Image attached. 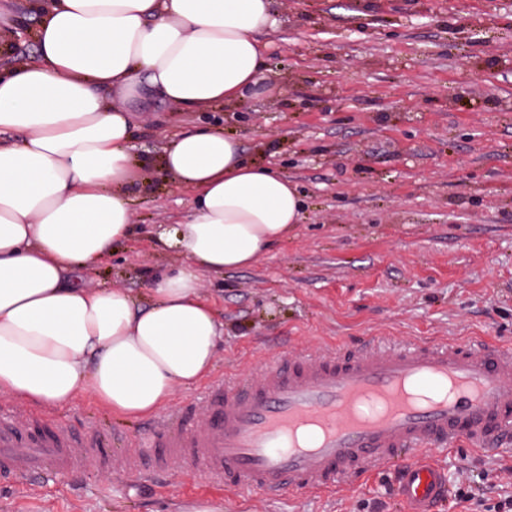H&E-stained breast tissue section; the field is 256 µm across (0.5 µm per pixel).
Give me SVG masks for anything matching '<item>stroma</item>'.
<instances>
[{
  "label": "stroma",
  "mask_w": 512,
  "mask_h": 512,
  "mask_svg": "<svg viewBox=\"0 0 512 512\" xmlns=\"http://www.w3.org/2000/svg\"><path fill=\"white\" fill-rule=\"evenodd\" d=\"M268 73L242 103L183 112L152 91L130 103L140 178L127 188L135 233L111 258L72 277L146 299L152 275L184 265L158 250L191 200L157 167L166 143L221 123L247 160L279 169L303 201L300 224L254 265L200 271L204 299L224 324L206 381L170 406L198 400L207 383L242 377L281 349H355L392 342L490 338L512 346V0H272ZM0 31V68L37 56L39 18ZM76 428L108 425L142 435L85 393L53 409ZM453 493L444 512H483L512 496V449L458 443L431 451ZM393 474L370 473L333 495H248L204 489L196 473L162 483L108 471L45 478L35 492L0 487V512H403ZM475 504L457 501L455 491Z\"/></svg>",
  "instance_id": "stroma-1"
}]
</instances>
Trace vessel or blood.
Masks as SVG:
<instances>
[{"instance_id": "1", "label": "vessel or blood", "mask_w": 512, "mask_h": 512, "mask_svg": "<svg viewBox=\"0 0 512 512\" xmlns=\"http://www.w3.org/2000/svg\"><path fill=\"white\" fill-rule=\"evenodd\" d=\"M461 440L512 446V348L372 338L355 351L274 356L257 374L167 410L143 439L62 426L42 412L1 413L0 485L27 491L43 474L107 471L117 451L142 479L178 466L247 494L331 493L400 457V502L438 512L448 475L424 452Z\"/></svg>"}]
</instances>
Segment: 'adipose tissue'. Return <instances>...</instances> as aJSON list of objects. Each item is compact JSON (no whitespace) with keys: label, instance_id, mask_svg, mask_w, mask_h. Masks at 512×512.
I'll use <instances>...</instances> for the list:
<instances>
[{"label":"adipose tissue","instance_id":"obj_1","mask_svg":"<svg viewBox=\"0 0 512 512\" xmlns=\"http://www.w3.org/2000/svg\"><path fill=\"white\" fill-rule=\"evenodd\" d=\"M38 57L0 75V395L56 408L88 393L128 417L157 412L211 370L224 334L199 271L250 267L302 218L295 187L245 159L220 126L184 131L159 167L193 194L159 236L188 264L146 307L122 288L66 281L134 234L125 188L132 119L149 88L184 111L230 105L265 80L271 0H35Z\"/></svg>","mask_w":512,"mask_h":512}]
</instances>
